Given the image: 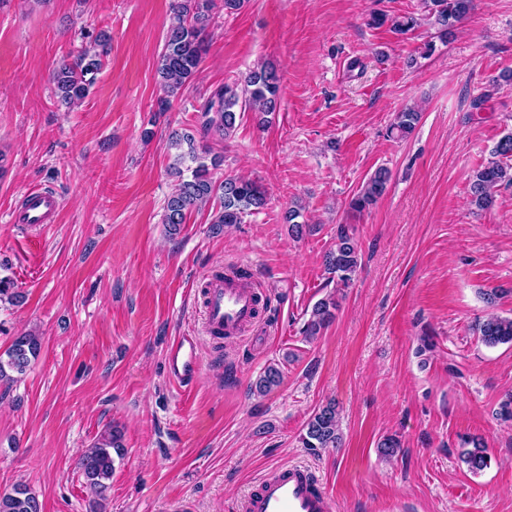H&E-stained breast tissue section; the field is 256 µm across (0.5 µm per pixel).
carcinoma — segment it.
Returning <instances> with one entry per match:
<instances>
[{
	"label": "carcinoma",
	"instance_id": "cac0c4a2",
	"mask_svg": "<svg viewBox=\"0 0 512 512\" xmlns=\"http://www.w3.org/2000/svg\"><path fill=\"white\" fill-rule=\"evenodd\" d=\"M214 0H174L175 22L167 32L165 43L157 60V72L164 90L175 94L194 82L200 72L208 49L205 29ZM473 0H423L430 25L441 37H448L456 23L464 19ZM103 66L101 53L95 47L84 48L73 59L62 61L54 70L52 80L59 100L74 104L87 97L96 75ZM281 81L280 69L268 64L248 74L243 81L225 83L216 87L200 104V124L197 134L175 132L170 147L177 150L174 174L179 178L175 191L164 207L163 223L174 233H179L187 213L217 197L220 208L212 223L219 226L242 224L245 217L264 208L267 196L262 186L244 177L227 176L217 181L210 168L219 166L220 160L209 157L210 151L197 139L218 135L224 139L236 129L237 114L246 110L267 115L277 108V96ZM420 119V113L412 110L396 115L391 131L400 138L410 134ZM190 176L183 177L181 165ZM390 180V171L384 167L371 175L366 185L349 202V208L361 213L383 195ZM502 186H512V133L503 136L492 157L473 175L470 185V203L480 212L494 207L496 193ZM324 266L327 273L336 276V284L348 286L359 267V246L350 226L340 224L336 229V241L326 253ZM22 299L13 279L0 276V301L16 303ZM338 301L327 297L315 303L309 319L301 332L308 340L319 336L335 318ZM481 342L489 347L512 344V317L489 315L476 324ZM40 338L34 334L17 336L0 355V381L13 379V374L23 375L31 361L40 353ZM281 382L278 368L269 366L255 383V389L266 393ZM302 446L316 453L322 448H337L341 443L336 404L329 402L319 408L306 424L301 438ZM465 450L463 462L473 474L488 466L485 445L478 437L462 438ZM121 433L114 429L89 449L80 460V468L86 483L98 496H104L107 481L114 470V456L121 455ZM0 512H41L38 497L22 484L0 493Z\"/></svg>",
	"mask_w": 512,
	"mask_h": 512
}]
</instances>
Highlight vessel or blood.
I'll return each mask as SVG.
<instances>
[{
  "label": "vessel or blood",
  "mask_w": 512,
  "mask_h": 512,
  "mask_svg": "<svg viewBox=\"0 0 512 512\" xmlns=\"http://www.w3.org/2000/svg\"><path fill=\"white\" fill-rule=\"evenodd\" d=\"M59 201L50 191L33 188L24 195L18 224H51ZM204 321L207 332L242 333L254 320L257 303L253 289L238 284L211 281L204 291ZM169 377L182 386L193 385L200 371L198 339L176 337L168 346ZM243 512H332L333 502L307 467L290 464L261 479L242 504Z\"/></svg>",
  "instance_id": "obj_1"
}]
</instances>
